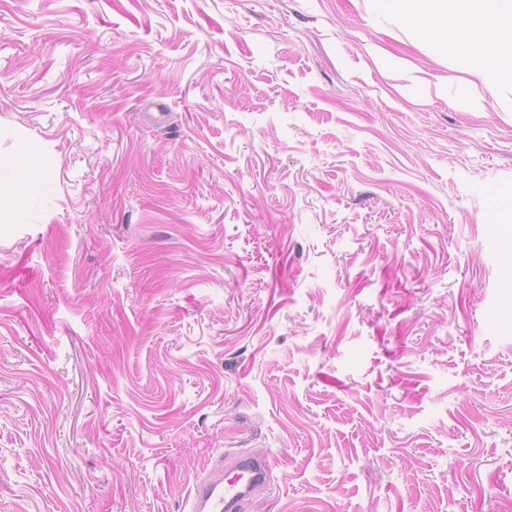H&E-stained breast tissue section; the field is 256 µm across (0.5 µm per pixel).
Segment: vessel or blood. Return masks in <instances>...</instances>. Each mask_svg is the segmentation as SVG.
Listing matches in <instances>:
<instances>
[{"instance_id": "1", "label": "vessel or blood", "mask_w": 512, "mask_h": 512, "mask_svg": "<svg viewBox=\"0 0 512 512\" xmlns=\"http://www.w3.org/2000/svg\"><path fill=\"white\" fill-rule=\"evenodd\" d=\"M232 468L234 478L215 470L194 483L186 500L189 512H244L255 491L267 484L271 463L267 454L254 452L236 458Z\"/></svg>"}]
</instances>
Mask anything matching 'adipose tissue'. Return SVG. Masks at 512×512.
Returning a JSON list of instances; mask_svg holds the SVG:
<instances>
[{
    "label": "adipose tissue",
    "instance_id": "obj_1",
    "mask_svg": "<svg viewBox=\"0 0 512 512\" xmlns=\"http://www.w3.org/2000/svg\"><path fill=\"white\" fill-rule=\"evenodd\" d=\"M427 38L463 56L488 91L512 83V0H410Z\"/></svg>",
    "mask_w": 512,
    "mask_h": 512
}]
</instances>
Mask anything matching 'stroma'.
Instances as JSON below:
<instances>
[{"instance_id": "obj_1", "label": "stroma", "mask_w": 512, "mask_h": 512, "mask_svg": "<svg viewBox=\"0 0 512 512\" xmlns=\"http://www.w3.org/2000/svg\"><path fill=\"white\" fill-rule=\"evenodd\" d=\"M511 233L385 0H0V512H512ZM235 476L224 478L222 470L212 471L193 484L186 505L190 512H239L246 508L256 490L269 479L271 463L265 453L252 452L233 461Z\"/></svg>"}]
</instances>
